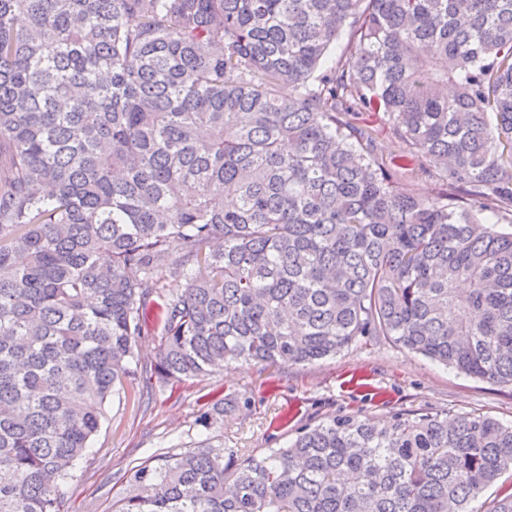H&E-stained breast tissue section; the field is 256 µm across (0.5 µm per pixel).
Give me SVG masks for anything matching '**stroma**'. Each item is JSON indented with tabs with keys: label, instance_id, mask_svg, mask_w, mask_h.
<instances>
[{
	"label": "stroma",
	"instance_id": "stroma-1",
	"mask_svg": "<svg viewBox=\"0 0 512 512\" xmlns=\"http://www.w3.org/2000/svg\"><path fill=\"white\" fill-rule=\"evenodd\" d=\"M217 391L234 409L223 427L197 423L202 397ZM432 412L448 419L479 412L512 422V387L446 368L378 336L333 358L275 371L238 362L207 379L158 387L140 400L115 398L87 456L55 493L61 512H112L133 494L128 471L204 439L240 455L282 448L302 426L335 415Z\"/></svg>",
	"mask_w": 512,
	"mask_h": 512
}]
</instances>
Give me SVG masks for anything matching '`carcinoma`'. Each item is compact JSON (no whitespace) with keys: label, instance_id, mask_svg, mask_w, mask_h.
<instances>
[{"label":"carcinoma","instance_id":"obj_1","mask_svg":"<svg viewBox=\"0 0 512 512\" xmlns=\"http://www.w3.org/2000/svg\"><path fill=\"white\" fill-rule=\"evenodd\" d=\"M497 224L512 0H0V512H60L144 374L387 336L512 386ZM225 412L207 394L199 423ZM509 470L512 423L487 415L334 416L260 458L201 442L136 466L114 512H473ZM149 329L144 336H140L137 345L140 359L148 366L156 360V354L161 343V336L155 325L151 324Z\"/></svg>","mask_w":512,"mask_h":512}]
</instances>
